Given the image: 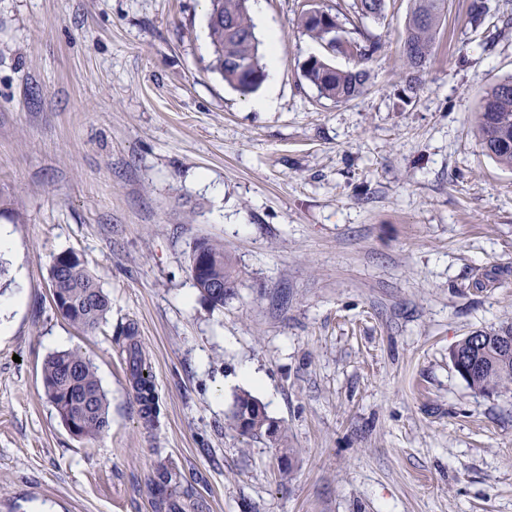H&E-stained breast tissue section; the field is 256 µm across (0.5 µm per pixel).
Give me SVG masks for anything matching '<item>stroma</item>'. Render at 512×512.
Listing matches in <instances>:
<instances>
[{
	"mask_svg": "<svg viewBox=\"0 0 512 512\" xmlns=\"http://www.w3.org/2000/svg\"><path fill=\"white\" fill-rule=\"evenodd\" d=\"M302 2L253 14L279 71L244 96L209 68L208 0H0V512H512V389L475 391L448 357L512 325V169L476 120L512 76V0L476 28L448 0L414 91L411 0H387L344 103L302 74L328 57L299 32ZM203 238L238 273L220 307L189 271ZM65 251L110 299L90 334L52 303ZM75 347L109 400L95 439L43 391L44 360ZM243 391L281 443L230 425ZM161 468L194 506L160 501ZM133 349L135 357H133L134 360L132 377L135 380V386L138 390L139 400L141 403H143V406L146 410L144 413L145 418L147 419V422L154 424L159 412H157V408L153 400L150 376L148 372H145L146 369L142 361L141 353L139 349L135 347V344ZM144 373H147V376H144Z\"/></svg>",
	"mask_w": 512,
	"mask_h": 512,
	"instance_id": "obj_1",
	"label": "stroma"
}]
</instances>
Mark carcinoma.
Here are the masks:
<instances>
[{"label":"carcinoma","mask_w":512,"mask_h":512,"mask_svg":"<svg viewBox=\"0 0 512 512\" xmlns=\"http://www.w3.org/2000/svg\"><path fill=\"white\" fill-rule=\"evenodd\" d=\"M208 32L213 49L211 68L226 83L243 95L257 90L266 79L262 41L257 36L250 15V0H209ZM387 0H353L350 9L354 17L381 19L385 16ZM447 10V0H412L405 36L402 40V59L408 73V87L417 86L418 73L430 63L439 26ZM330 24L325 25L302 10L299 28L302 35L328 43L330 52L344 54L346 46H356V56L365 63L376 54L379 42L359 33L352 36L340 22L339 16L327 13ZM303 77L314 84L322 97L347 102L362 93L370 79V72L361 66L342 70L327 60L309 57L302 66ZM481 145L484 151L500 164L512 168V77L493 84L483 100L478 116ZM197 246L204 249L209 259L206 271L194 282L202 297L215 306L224 305V292L214 293L209 282L219 280L224 287H235L233 261L224 252V244L203 240ZM51 293L66 294L67 310L63 318L93 333L106 321L110 311L107 294L85 265L70 253L55 257L49 271ZM512 327L498 331H479L475 337L456 344L459 355H481L482 365L465 378L467 385L479 392H494L512 384ZM139 400L145 407L147 422L155 423V406L150 376L139 349H134L133 372ZM43 387L46 399L55 407L61 423L78 417L81 427L76 437L95 438L110 426L108 401L92 360L80 349L52 353L43 363ZM255 398L243 392L236 396L229 417L236 425ZM155 493L162 499L189 495V489L171 471L162 468L154 480Z\"/></svg>","instance_id":"carcinoma-1"}]
</instances>
